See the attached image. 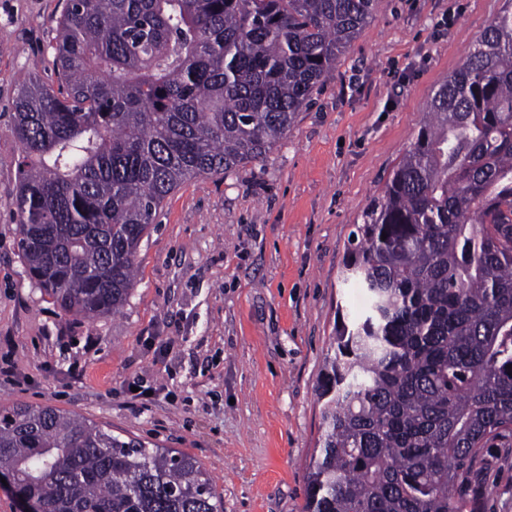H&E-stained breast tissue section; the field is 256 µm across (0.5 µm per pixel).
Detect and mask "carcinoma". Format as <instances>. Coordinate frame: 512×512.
I'll return each instance as SVG.
<instances>
[{"label":"carcinoma","instance_id":"carcinoma-1","mask_svg":"<svg viewBox=\"0 0 512 512\" xmlns=\"http://www.w3.org/2000/svg\"><path fill=\"white\" fill-rule=\"evenodd\" d=\"M376 0H68L58 88L15 102L18 251L66 317L120 312L166 197L267 159ZM386 239H381L382 234ZM346 279L303 512H464L512 448V0L432 97ZM0 475L39 512H224L180 451L49 405L0 407Z\"/></svg>","mask_w":512,"mask_h":512}]
</instances>
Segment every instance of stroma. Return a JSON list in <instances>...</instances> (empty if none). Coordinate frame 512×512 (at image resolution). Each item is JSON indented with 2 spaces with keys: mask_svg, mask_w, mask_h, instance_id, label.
Instances as JSON below:
<instances>
[{
  "mask_svg": "<svg viewBox=\"0 0 512 512\" xmlns=\"http://www.w3.org/2000/svg\"><path fill=\"white\" fill-rule=\"evenodd\" d=\"M504 0H378L294 127L262 163L171 193L117 315L63 316L16 245L22 81L57 85L49 45L66 0H0V406L53 405L196 458L224 512H302L320 436L318 378L362 213L409 150L439 85ZM152 399H144V391ZM481 512H512V449L488 448Z\"/></svg>",
  "mask_w": 512,
  "mask_h": 512,
  "instance_id": "35a3bbf8",
  "label": "stroma"
}]
</instances>
